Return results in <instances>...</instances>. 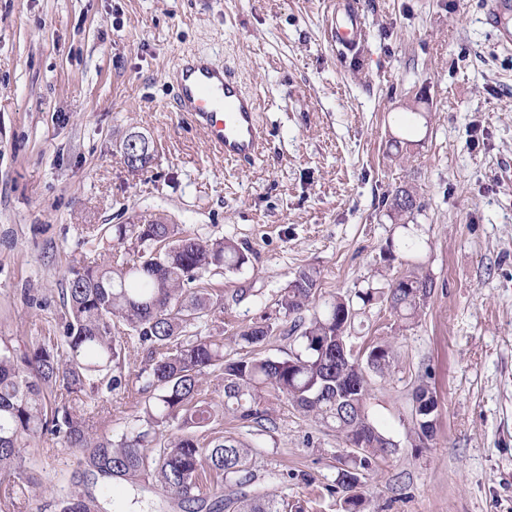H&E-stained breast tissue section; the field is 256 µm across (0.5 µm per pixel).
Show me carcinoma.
Segmentation results:
<instances>
[{"label":"carcinoma","mask_w":512,"mask_h":512,"mask_svg":"<svg viewBox=\"0 0 512 512\" xmlns=\"http://www.w3.org/2000/svg\"><path fill=\"white\" fill-rule=\"evenodd\" d=\"M138 152L137 169L154 147L131 135L123 154ZM390 208L403 216L417 208L414 195L398 190ZM126 250L107 261L70 270L62 333L49 342L16 348L0 342V512L37 495L48 478L28 453L30 441L50 434L82 451L67 487L55 497L59 512H100L99 498L112 486L134 490L129 512L142 508L145 494L176 501L188 512H288L273 494H226L251 481V449L224 436L216 425L228 415L245 427L272 422L266 398L271 388L293 409L364 446L338 469L328 494H341L342 512H364V472L394 452L389 436L369 417L368 372L388 373L397 357L390 340L355 352L348 346L357 308L352 298L320 299V271L301 268L280 298L278 314L291 320L300 350L286 358L224 359V342L209 333L224 289L201 285L206 272L239 269L246 256L238 245L185 232L150 215L136 224L94 228ZM428 276L407 271L385 288H368L363 305L385 302L397 321H416L430 296ZM273 330L266 321L244 329L235 340L262 343ZM150 354L143 385L126 372L127 357ZM220 371L224 400L214 402L205 377ZM148 399L140 400L141 395ZM141 405L135 426L119 438L94 422L112 396Z\"/></svg>","instance_id":"carcinoma-1"}]
</instances>
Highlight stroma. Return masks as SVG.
Segmentation results:
<instances>
[{
  "instance_id": "obj_1",
  "label": "stroma",
  "mask_w": 512,
  "mask_h": 512,
  "mask_svg": "<svg viewBox=\"0 0 512 512\" xmlns=\"http://www.w3.org/2000/svg\"><path fill=\"white\" fill-rule=\"evenodd\" d=\"M485 0H361L367 36L339 52L325 34L334 0H0V338L58 335L70 267L113 252L90 226L164 215L235 242L240 269L213 276L226 299L224 356L236 332L276 317L304 267L321 295L373 287L410 268L431 295L415 323L385 304L360 310L350 342L394 341L372 377L370 417L399 445L363 481L368 512H512V48L483 21ZM186 53L234 64L261 98L264 150L216 155L168 74ZM154 146L133 173L120 145ZM399 189L419 209L401 221ZM414 235L416 261L385 264ZM427 378L433 440L410 434L411 394ZM274 421L224 420L253 451L249 495L339 512L334 483L350 449L269 393ZM48 477L78 449L35 440ZM131 151H137L142 157V160L138 161L137 167L132 166V164H136V158L131 160L132 164L128 163L127 154L131 153ZM153 152V145H151V142L142 135H130L123 144L124 161L131 170H143L150 162Z\"/></svg>"
}]
</instances>
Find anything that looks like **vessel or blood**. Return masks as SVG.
I'll use <instances>...</instances> for the list:
<instances>
[{
  "mask_svg": "<svg viewBox=\"0 0 512 512\" xmlns=\"http://www.w3.org/2000/svg\"><path fill=\"white\" fill-rule=\"evenodd\" d=\"M484 21L498 43L512 46V0H485ZM337 49H353L364 38L358 0H338L326 27ZM177 85L176 109L190 113L210 145L225 159L250 162L260 153L263 131L260 100L245 90L238 71L196 54L184 55L172 72Z\"/></svg>",
  "mask_w": 512,
  "mask_h": 512,
  "instance_id": "vessel-or-blood-1",
  "label": "vessel or blood"
}]
</instances>
